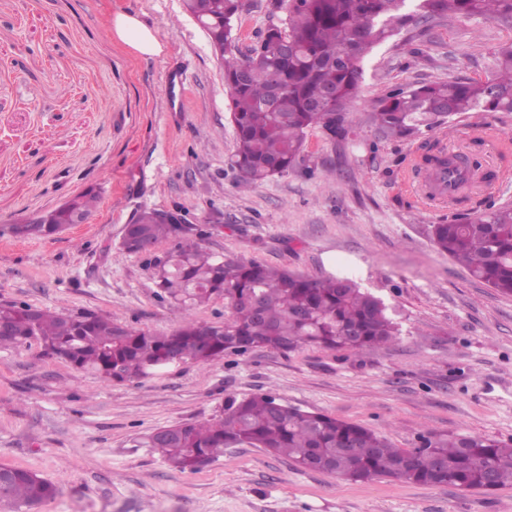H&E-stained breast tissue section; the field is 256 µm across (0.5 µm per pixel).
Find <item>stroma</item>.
<instances>
[{
    "instance_id": "1",
    "label": "stroma",
    "mask_w": 512,
    "mask_h": 512,
    "mask_svg": "<svg viewBox=\"0 0 512 512\" xmlns=\"http://www.w3.org/2000/svg\"><path fill=\"white\" fill-rule=\"evenodd\" d=\"M118 13L138 15L161 54L114 40ZM285 15L272 0H245L236 50L247 54ZM508 42L512 26L481 19L403 28L363 62L356 139L310 129L303 166L245 189L229 164L224 71L183 0H0V302L172 331L184 311L157 297L147 257L119 246L129 219L151 208L205 230L216 254L351 276L398 311L402 330L370 352L256 348L124 383L36 344L0 348V468L59 489L31 512H512L510 486L352 482L246 446L181 472L138 444L259 392L373 429L398 448L428 432L512 441V296L440 254L428 234L449 216L468 217L483 196L472 187L460 205L421 200L415 142L383 138L366 121L390 90L485 78ZM486 127L512 137V112H466L425 137L460 148ZM90 188L100 202L89 223L49 238L11 232Z\"/></svg>"
}]
</instances>
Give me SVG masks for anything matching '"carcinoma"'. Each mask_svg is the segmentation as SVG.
Instances as JSON below:
<instances>
[{
  "instance_id": "1",
  "label": "carcinoma",
  "mask_w": 512,
  "mask_h": 512,
  "mask_svg": "<svg viewBox=\"0 0 512 512\" xmlns=\"http://www.w3.org/2000/svg\"><path fill=\"white\" fill-rule=\"evenodd\" d=\"M288 0L286 18L269 28L249 55L233 49L234 22L243 0H184L188 13L207 31L224 69L235 129L231 166L252 187L295 169L304 161L306 133L322 129L334 140L355 132L349 107L360 96L361 62L378 43L414 18H481L512 25V0ZM464 112H512V44L493 54L484 79H442L381 97L370 121L384 138H413ZM482 135L468 151L453 155L465 171L494 182L500 170L484 164ZM99 195L88 190L48 212L34 237L59 233L68 211L90 216ZM437 250L463 264L470 275L503 295H512V206L476 210L460 222L434 224ZM203 233L192 236L143 210L129 224L122 244L138 254L145 240L174 245L156 254L158 296L186 310L182 324L169 333L129 328L110 316L53 313L29 305L0 304V320L13 335L0 347L32 341L78 370L103 380L126 382L170 366L173 355L206 365L226 353L267 347L291 352L305 346L372 351L396 341L399 328L385 303L348 276L298 275L257 261L226 258L208 250ZM224 301V322L198 323L192 310ZM142 444L174 469L184 472L217 461L224 449L249 444L292 460L304 470L326 472L352 481L392 478L404 483L492 491L512 486V443L483 434L429 432L420 446L394 447L364 426L323 413L284 405L270 393L231 398L212 420L161 428ZM57 486L38 475L0 468V507L8 512L52 500Z\"/></svg>"
}]
</instances>
